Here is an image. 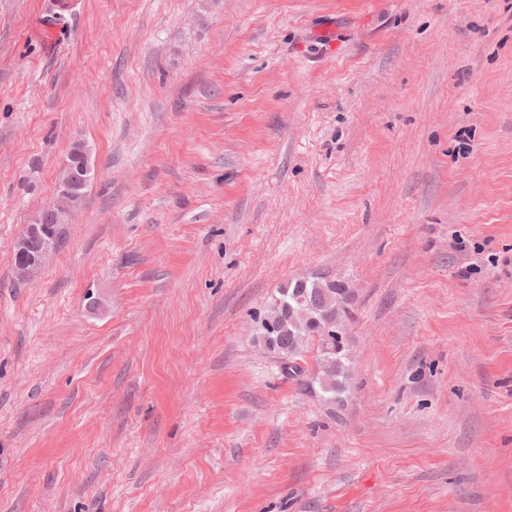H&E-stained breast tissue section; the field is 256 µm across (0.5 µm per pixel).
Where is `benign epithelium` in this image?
Here are the masks:
<instances>
[{"mask_svg": "<svg viewBox=\"0 0 512 512\" xmlns=\"http://www.w3.org/2000/svg\"><path fill=\"white\" fill-rule=\"evenodd\" d=\"M63 170L66 178L58 183L60 194L65 195L76 188H83L90 181L91 168L85 163L77 165L66 163ZM308 279L295 281L294 289L286 301H278L268 307L263 315L262 327L254 328V332L262 331L266 336H286L291 347L298 348L299 328L294 324V316L303 313L309 316V322L316 326L313 336H321L323 347L327 351L344 349L347 344V321L351 314V302L355 290L345 282L336 283V306L321 307L308 298Z\"/></svg>", "mask_w": 512, "mask_h": 512, "instance_id": "7a95c632", "label": "benign epithelium"}]
</instances>
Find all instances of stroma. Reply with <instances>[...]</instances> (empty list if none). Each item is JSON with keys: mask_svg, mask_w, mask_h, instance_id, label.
Segmentation results:
<instances>
[{"mask_svg": "<svg viewBox=\"0 0 512 512\" xmlns=\"http://www.w3.org/2000/svg\"><path fill=\"white\" fill-rule=\"evenodd\" d=\"M48 2L0 0V512H512V0ZM300 276L355 290L340 405L254 341ZM63 170L66 172V178L59 182L63 174L58 179V190L61 196L58 198L59 207L64 209L76 210L84 201L85 189L73 191L76 188H83L90 181L91 168L86 163H78L77 165L65 163ZM71 191L73 193L69 194ZM64 195V196H62Z\"/></svg>", "mask_w": 512, "mask_h": 512, "instance_id": "obj_1", "label": "stroma"}]
</instances>
